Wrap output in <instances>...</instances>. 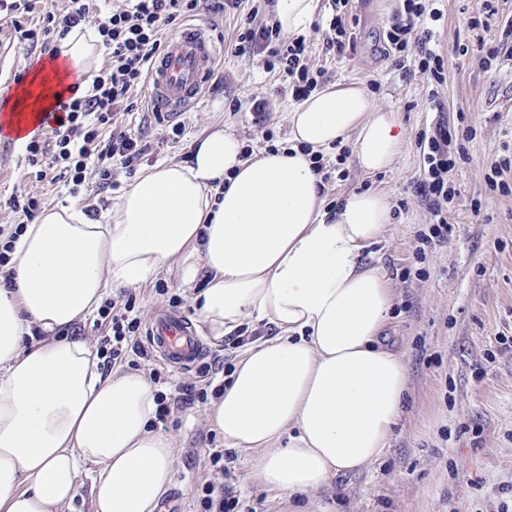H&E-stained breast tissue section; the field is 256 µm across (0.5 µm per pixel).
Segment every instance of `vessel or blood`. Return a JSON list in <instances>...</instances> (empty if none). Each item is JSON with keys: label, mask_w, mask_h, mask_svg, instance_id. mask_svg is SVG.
Listing matches in <instances>:
<instances>
[{"label": "vessel or blood", "mask_w": 512, "mask_h": 512, "mask_svg": "<svg viewBox=\"0 0 512 512\" xmlns=\"http://www.w3.org/2000/svg\"><path fill=\"white\" fill-rule=\"evenodd\" d=\"M219 64V51L208 25L193 24L166 38L152 59L147 99L152 112L169 118L199 99L204 84ZM146 339L160 362L184 371L204 353V345L186 318L177 312L156 314Z\"/></svg>", "instance_id": "vessel-or-blood-1"}]
</instances>
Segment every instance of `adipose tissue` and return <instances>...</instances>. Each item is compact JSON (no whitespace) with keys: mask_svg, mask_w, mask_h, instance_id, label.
Masks as SVG:
<instances>
[{"mask_svg":"<svg viewBox=\"0 0 512 512\" xmlns=\"http://www.w3.org/2000/svg\"><path fill=\"white\" fill-rule=\"evenodd\" d=\"M319 4L274 0L273 19L301 35ZM97 39L74 30L49 66L28 74L8 126L17 145L51 112L58 87L90 71ZM287 121V145L259 159L219 129L188 162L138 175L100 218L71 204L25 225L14 280H0V512H59L84 468L94 512H155L175 448L151 426L153 386L139 370L102 372L87 340L55 332L88 318L110 289L139 286L174 261L184 283L206 278L198 304L213 340L248 317L274 329L235 363L209 413L225 441L253 453L263 488L315 495L387 450L408 378L381 340L394 301L388 276L364 256L385 233L390 203L366 190L327 209L312 157L348 142L358 168L381 172L406 129L364 88L339 82ZM36 328L46 337L27 346Z\"/></svg>","mask_w":512,"mask_h":512,"instance_id":"ef3b65f1","label":"adipose tissue"}]
</instances>
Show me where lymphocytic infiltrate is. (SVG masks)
<instances>
[{
	"mask_svg": "<svg viewBox=\"0 0 512 512\" xmlns=\"http://www.w3.org/2000/svg\"><path fill=\"white\" fill-rule=\"evenodd\" d=\"M70 3L65 15L49 10L41 23L20 28L21 40L30 48L48 51L52 37H66L86 16L95 13L109 65L99 71L91 85L73 84L68 98L58 100L50 137L32 136L25 146V160L39 178L50 173L55 180L78 187L93 173L108 184L120 170H133L149 150L140 134L119 123L118 115L138 109L133 93L145 83L151 60L163 46L165 26L195 16L203 7L215 14L223 13L226 6L237 5L238 0H124L121 7L109 12L102 11L99 0ZM442 17L430 0H403L386 33L390 53L414 57L420 73L439 85L446 80L445 60L431 40L432 25ZM232 51L238 57H260L264 70L278 73L298 101L328 79L325 67L311 65L306 37L285 36L273 22L257 26L245 21L237 30ZM421 142L426 153L417 191L436 219L433 236L441 240L448 232L445 210L454 193L450 175L462 149L454 145L452 132L444 122L438 123L432 133L422 135ZM136 301L132 292L123 291L103 301L99 308V316L110 325L109 335L101 339L105 364H120L132 355L146 361L151 358L141 340L143 326ZM217 373L212 364L201 363L194 374L176 384L177 400L157 395L156 420L166 422L176 403L191 405L223 396L224 386L217 383ZM208 458L213 473L200 485V512H235L238 502L224 490V480L230 475L222 464L224 453L215 450Z\"/></svg>",
	"mask_w": 512,
	"mask_h": 512,
	"instance_id": "obj_1",
	"label": "lymphocytic infiltrate"
}]
</instances>
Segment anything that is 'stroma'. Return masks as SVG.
<instances>
[{
  "instance_id": "1",
  "label": "stroma",
  "mask_w": 512,
  "mask_h": 512,
  "mask_svg": "<svg viewBox=\"0 0 512 512\" xmlns=\"http://www.w3.org/2000/svg\"><path fill=\"white\" fill-rule=\"evenodd\" d=\"M400 0H350L345 23L354 38L353 51L336 58L326 54L323 36L308 30L311 62L325 66L332 82L369 87L375 105L397 113L407 137L388 170L365 175L353 158L338 148L324 150L331 173L324 200L340 202L347 193L365 189L386 192L392 207L384 240L371 247L369 262L384 266L394 293L385 334L403 357L408 392L393 437L384 455L360 473L332 479L330 487L307 512H512V194L490 190L492 163L508 161L501 175L512 184V60L487 70L476 42L504 43L512 50V0H441L444 17L436 37L447 58L446 80L437 89L442 111L432 110L430 88L413 59L396 62L378 50ZM483 16L485 27L470 20ZM268 19L267 0H242L224 14L200 12L194 21L207 24L223 53L222 65L207 81L201 100L180 113L186 126L173 139L166 124L139 110L125 122L139 132L150 151L140 168L160 162L188 161L200 137L224 129L254 154L268 143L288 140L287 114L294 100L277 75L259 61L235 56L232 43L245 19ZM40 57L21 41L7 18H0V94L14 90ZM255 98L270 100L264 120L251 109ZM447 121L463 138L464 156L451 177L455 195L448 204L450 228L445 242L423 244L432 215L414 187L423 169L421 133ZM272 131L265 141L264 131ZM119 172L117 184H100L87 176L77 192L51 177L36 178L25 162V150L12 139L0 140V229L14 230L19 214L5 208L14 194L37 196L42 207L79 200L106 211L132 181ZM480 213H472L473 201ZM140 316L177 309L192 323L208 362L236 361L232 344H213L194 301L195 290L179 284V266L171 264L135 290ZM179 297L171 306V297ZM201 403L175 411L160 432L174 442L172 490L186 512H195L197 485L209 475L211 448H226L224 435L206 416ZM229 486L240 512H288L285 497L262 488L252 474V456L234 451Z\"/></svg>"
}]
</instances>
